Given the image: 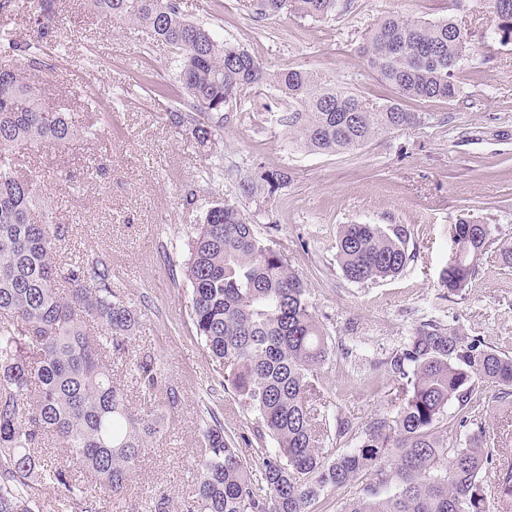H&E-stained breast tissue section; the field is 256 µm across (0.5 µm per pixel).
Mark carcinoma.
Instances as JSON below:
<instances>
[{"mask_svg":"<svg viewBox=\"0 0 512 512\" xmlns=\"http://www.w3.org/2000/svg\"><path fill=\"white\" fill-rule=\"evenodd\" d=\"M338 0H254L256 18L294 12L324 20ZM496 33L512 39V0H488ZM116 22L144 28L177 55L176 81L192 109H172L169 122L210 154L218 149L224 111L240 92L267 79L244 48L216 39L181 14L177 0H91ZM39 29L56 17L57 0H31ZM471 35L450 17L435 21L388 16L366 32L361 52L371 72L410 100L452 101L456 71ZM31 66L44 67L36 43H7ZM288 97V135L309 151L340 154L376 136L416 125L422 117L397 100L369 107L358 96L323 86L305 70L274 75ZM80 130L50 108L35 84L9 60L0 61V512H40L28 492L39 482L59 491L57 512H100L78 474L94 479L117 505L136 482L142 457L165 428L163 410L180 393L151 355L130 360L141 391L157 400L149 415L132 411L112 379V355L128 352L140 312L125 301L101 260L56 252L67 227L37 223L38 179L20 173L16 149L31 143L64 146ZM454 244L439 286L455 295L475 278L492 230L470 218L452 227ZM336 258L344 277L365 283L395 277L410 260L402 224H344ZM187 300L196 336L230 385L239 409L255 415L259 441L250 462L215 412L202 429L186 512H315L330 492L351 489L339 512H509L512 450L490 448L486 422L466 412L486 399L512 395V356L481 336L437 321L421 324L380 366L394 381L392 413L357 423L321 411L318 371L332 353L303 277L277 244L257 237L232 203L210 207L190 243ZM70 286L67 294L58 284ZM98 334L87 331L90 323ZM465 412L464 436L448 441V407ZM336 440L350 448H330ZM58 441L62 462L41 454ZM147 512H170L164 491L148 492Z\"/></svg>","mask_w":512,"mask_h":512,"instance_id":"cac0c4a2","label":"carcinoma"}]
</instances>
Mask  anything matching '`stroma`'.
Returning a JSON list of instances; mask_svg holds the SVG:
<instances>
[{
  "mask_svg": "<svg viewBox=\"0 0 512 512\" xmlns=\"http://www.w3.org/2000/svg\"><path fill=\"white\" fill-rule=\"evenodd\" d=\"M246 2L179 0L188 20L249 50L269 74L308 70L374 105L395 97L360 52L381 17L450 16L465 23L472 46L457 71L456 100L408 101L421 113L420 125L349 153L292 148L282 121L288 100L267 82L243 90L225 113L214 158L167 120L169 109L188 101L174 90L169 48L140 27L99 16L89 0H59L61 22L41 40L47 66L34 81L50 107L96 135L21 150L19 170L41 178L35 219L68 227L63 253L111 265L118 288L141 312L131 351L159 360L181 394L122 512H145L155 488L170 496L171 512H182L205 421L217 416L231 434L255 424L223 388L187 314L189 245L216 202L238 206L255 234L274 240L307 282L332 343L319 378L335 413L362 423L389 413L393 381L379 363L429 320L462 326L512 355V267L497 246L482 256L462 294L445 296L438 284L460 217H478L499 243L512 244V42L495 36L486 0H339L324 21L290 12L259 20ZM101 165L106 174L98 173ZM275 170L288 179L272 194L264 177ZM344 224L405 225L411 258L404 271L364 284L347 280L336 261Z\"/></svg>",
  "mask_w": 512,
  "mask_h": 512,
  "instance_id": "1",
  "label": "stroma"
}]
</instances>
